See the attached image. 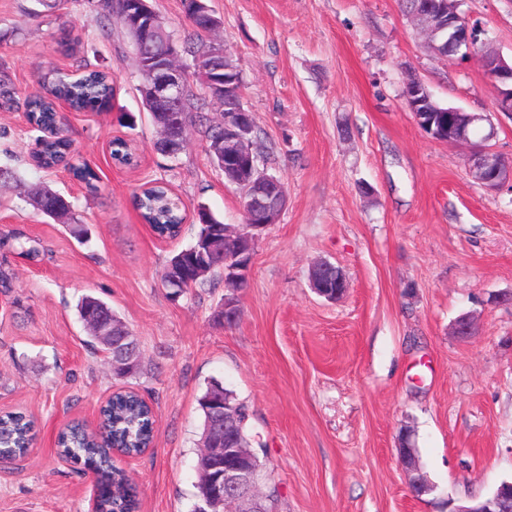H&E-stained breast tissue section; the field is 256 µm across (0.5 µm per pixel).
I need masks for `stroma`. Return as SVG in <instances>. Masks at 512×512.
I'll return each mask as SVG.
<instances>
[{
  "label": "stroma",
  "mask_w": 512,
  "mask_h": 512,
  "mask_svg": "<svg viewBox=\"0 0 512 512\" xmlns=\"http://www.w3.org/2000/svg\"><path fill=\"white\" fill-rule=\"evenodd\" d=\"M244 80L261 166L287 185L286 206L254 248L250 286L232 325L215 321L224 282L174 297L159 270L194 239L143 224L132 195L166 181L187 209L243 221L241 194L190 130L175 157L154 149L137 59L120 24L100 34L97 0L49 12L40 0H0V71L19 97L79 60L108 71V109L60 110L59 135L100 175L97 192L31 156L41 137L20 109H0V233L37 240L28 257L0 249L13 278L0 294V412L22 411L36 440L0 463V512H88L90 475L59 456L56 435L98 426L118 389L153 408L151 448L114 455L135 482L139 512H193L211 381L250 407L253 445L277 512H455L512 480V188L490 192L468 173L470 149L432 139L404 102L407 76L443 105L489 114L491 147L512 159V114L475 59L429 52L400 0H210ZM483 41L512 57V0H462ZM77 45L69 55L64 42ZM124 140L134 162L112 158ZM48 186L74 204L86 234L29 203ZM321 262L348 288L326 299L310 283ZM95 296L136 336L135 374L112 375L77 305ZM471 316L475 332L454 331ZM432 489L409 491L397 457L402 430Z\"/></svg>",
  "instance_id": "obj_1"
}]
</instances>
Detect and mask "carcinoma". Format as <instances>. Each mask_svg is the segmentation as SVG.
Returning a JSON list of instances; mask_svg holds the SVG:
<instances>
[{"instance_id":"cac0c4a2","label":"carcinoma","mask_w":512,"mask_h":512,"mask_svg":"<svg viewBox=\"0 0 512 512\" xmlns=\"http://www.w3.org/2000/svg\"><path fill=\"white\" fill-rule=\"evenodd\" d=\"M183 9L191 19V32L181 42L182 52L194 55L205 46L208 35V17L197 14L195 0H183ZM46 94H33L27 97L23 106L28 119L34 126L47 131L57 127L58 112L53 100H63L76 110H99L106 107L114 97V87L105 72L88 70L78 79L70 80L59 76L52 81H43ZM16 103L15 91L10 78L0 75V108L11 107ZM199 99L191 89V81H186V97L181 103L178 116L183 125L199 128L208 146L216 144L221 135V127L199 112ZM72 142L69 139L54 137L40 141V148L32 155L33 161L42 168H51L65 163L73 176L90 190L97 189L99 175L88 164L70 162ZM31 205L41 214L59 213V219L69 221L72 233L80 237L84 234L82 225L73 218V204L61 192L44 188L31 198ZM133 205L143 221L160 237L175 238L186 220L184 206L169 189L157 183L133 196ZM197 232L195 242L174 254L166 266L178 269L180 282L191 289L211 276H223L224 258L210 259L201 255V243L213 236L224 235V221L210 211L196 212ZM23 234L11 231L0 235V245L17 244L23 253L36 255L38 244L24 247ZM80 316L92 318L112 315V308L102 300L90 295L82 298ZM225 396L228 405L242 411V419L237 422L238 434L250 440L247 430L249 407L236 394L218 381L210 383L199 399L203 423L214 418L215 409L210 397ZM34 422L22 412H12L0 416V461H16L26 455L33 440ZM153 412L148 403L137 393L118 392L101 410L99 433H89L80 423L65 428L57 440L61 455L84 469L94 473L96 478V503L98 512H136L137 500L128 477L112 464V450L117 448L130 455H139L152 443Z\"/></svg>"}]
</instances>
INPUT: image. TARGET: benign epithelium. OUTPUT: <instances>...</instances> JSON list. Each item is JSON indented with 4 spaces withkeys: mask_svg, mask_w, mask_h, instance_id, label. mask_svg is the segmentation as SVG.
Listing matches in <instances>:
<instances>
[{
    "mask_svg": "<svg viewBox=\"0 0 512 512\" xmlns=\"http://www.w3.org/2000/svg\"><path fill=\"white\" fill-rule=\"evenodd\" d=\"M459 0H422L418 10L411 17L421 26L426 39L437 33H447L448 52L461 57L474 56L473 46L477 35L466 18L458 11ZM123 19L131 18L143 31V43L155 40L157 14L148 5V0H131V7L120 14ZM165 50L154 56L153 66L139 69L141 83L150 91L153 109L168 113L169 121L177 126L175 115L185 94L182 81V65L179 64L182 50L171 36L164 39ZM228 59L224 44L210 41L193 57L194 70L198 71L207 85L213 87L214 95L228 97L232 111L219 113L217 121L224 124V141L217 145L224 156V172L242 192L243 207L248 222L229 226L227 233L238 238L236 252L224 260V281L229 284L228 294L220 307L219 317L226 323L236 321L240 311L241 293L248 287L253 256L254 231L279 222L286 204V192L281 180L259 168L258 156L253 152L250 123L253 114L243 105V83L236 80L221 86L214 85L212 75L227 71L224 61ZM488 76L500 86L496 108L500 112H512V61L502 55L491 60H482ZM426 93L425 86L416 78H410L405 85V98L417 123H422L418 114L419 103L415 97ZM448 112V142H459L472 146L469 156V173L484 188L497 190L512 184V161L498 154L488 145L495 134L494 127L482 137V144L474 145L469 136V127L490 123L488 115L482 112H465L450 107ZM186 144L185 133L175 140L167 133H160L156 148L166 155L180 152ZM101 338L113 342L116 348L111 362L112 369H127L132 362L135 338L130 330L113 327ZM221 401H215L216 417L213 428V448L210 449L214 469L219 471L217 481L224 489L223 504L227 512H264L266 493L262 491L265 480L254 465L252 452L247 448H235L233 442L224 438V408ZM456 512H512V482L502 483L484 501L474 506H461Z\"/></svg>",
    "mask_w": 512,
    "mask_h": 512,
    "instance_id": "1",
    "label": "benign epithelium"
}]
</instances>
